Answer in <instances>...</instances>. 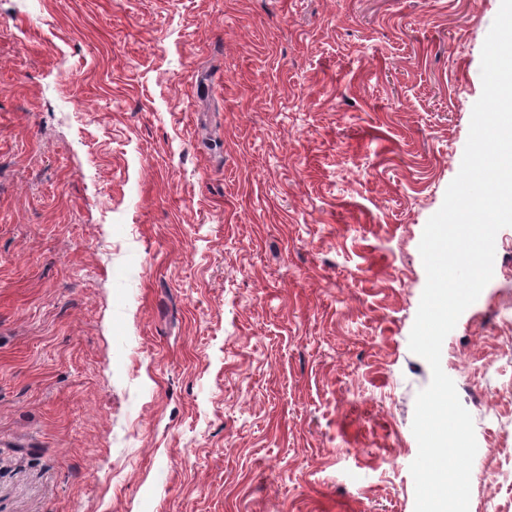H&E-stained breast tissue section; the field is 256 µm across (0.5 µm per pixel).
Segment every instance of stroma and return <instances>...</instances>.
Listing matches in <instances>:
<instances>
[{
  "label": "stroma",
  "instance_id": "35a3bbf8",
  "mask_svg": "<svg viewBox=\"0 0 512 512\" xmlns=\"http://www.w3.org/2000/svg\"><path fill=\"white\" fill-rule=\"evenodd\" d=\"M501 0H0V512H414L423 229ZM442 345L512 512V227Z\"/></svg>",
  "mask_w": 512,
  "mask_h": 512
}]
</instances>
